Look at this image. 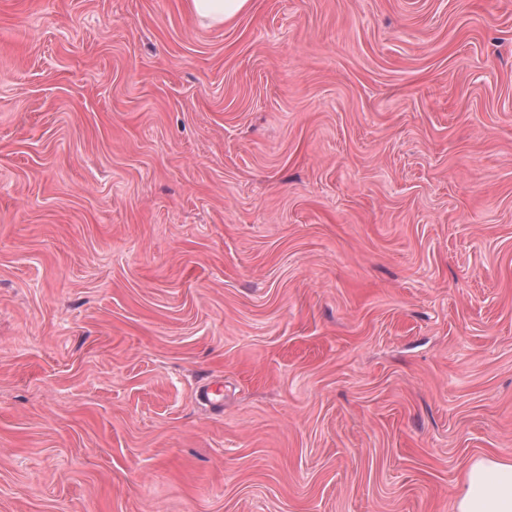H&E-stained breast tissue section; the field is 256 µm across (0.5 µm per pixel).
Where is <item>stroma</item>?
Instances as JSON below:
<instances>
[{"label":"stroma","instance_id":"stroma-1","mask_svg":"<svg viewBox=\"0 0 512 512\" xmlns=\"http://www.w3.org/2000/svg\"><path fill=\"white\" fill-rule=\"evenodd\" d=\"M482 455L512 0H0V512H453ZM186 10L200 24L214 27L230 22L251 6V0H185Z\"/></svg>","mask_w":512,"mask_h":512}]
</instances>
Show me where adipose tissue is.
Listing matches in <instances>:
<instances>
[{
    "mask_svg": "<svg viewBox=\"0 0 512 512\" xmlns=\"http://www.w3.org/2000/svg\"><path fill=\"white\" fill-rule=\"evenodd\" d=\"M250 5L251 0H185L189 14L208 27L232 21ZM454 512H512V458L473 460L462 476Z\"/></svg>",
    "mask_w": 512,
    "mask_h": 512,
    "instance_id": "ef3b65f1",
    "label": "adipose tissue"
}]
</instances>
